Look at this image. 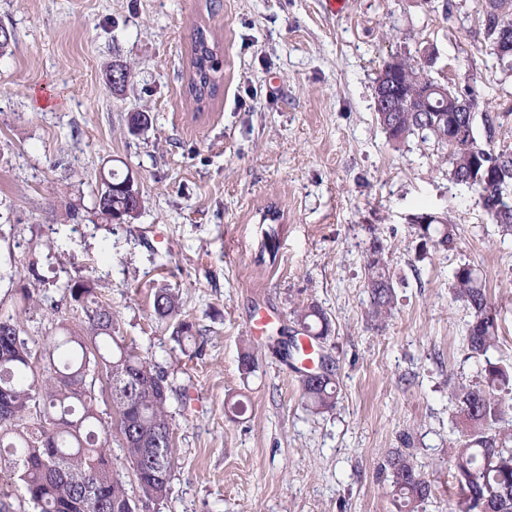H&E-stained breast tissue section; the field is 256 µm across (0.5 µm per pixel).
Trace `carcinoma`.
Masks as SVG:
<instances>
[{
	"instance_id": "carcinoma-1",
	"label": "carcinoma",
	"mask_w": 512,
	"mask_h": 512,
	"mask_svg": "<svg viewBox=\"0 0 512 512\" xmlns=\"http://www.w3.org/2000/svg\"><path fill=\"white\" fill-rule=\"evenodd\" d=\"M478 26L490 46L497 45L500 27L512 25V0H482ZM192 77L188 93L199 105L218 92L216 73L219 50L209 32L199 27L192 38ZM426 79L421 61L399 58L390 80L404 93L417 91ZM470 112H395L385 128L395 143L416 138L444 150L450 179H470L479 198L495 196L496 183L481 178L489 162L496 161L502 181L512 185V149L494 142L497 115L490 102L471 98ZM481 120L485 141L476 134ZM127 176L117 171L104 180L96 198L106 218L127 222L141 209V197L112 190ZM503 235L512 236V197L489 212ZM419 236L443 247L453 240L448 224L439 221L419 227ZM364 286L371 300V315L379 322L390 318L395 307L384 248L373 238L366 252ZM72 299L81 305L84 320L79 330L61 327L59 336L29 345L21 336L18 317L0 318V464L13 475V484L33 512H139V503L168 498L170 477L178 464L175 433L161 386H173L169 375L140 356L120 336L112 307L95 295L87 281L66 285ZM454 300L469 311L465 341L469 355L484 362L478 381L460 382L451 391L461 424L448 457V469L458 487L455 512H512V427L502 423L512 413L505 396L512 395V364L493 362L489 354L499 345L498 317L478 269L458 266L450 287ZM153 312L162 323H175L172 335L186 351L198 345L193 324L181 318L179 298L167 288L153 294ZM301 334L315 340L329 328L325 313L315 305L294 310ZM126 368L128 385L114 377V369ZM106 377L112 395L113 422H103L97 412L94 383L87 376ZM303 398L317 411L337 404L335 375L318 384L300 380ZM136 431L146 439L140 446L125 439ZM122 439L121 447L130 462L139 489L133 498L119 473L112 467V433ZM389 482L390 495L399 512H417L429 498L431 482L402 449L392 451L380 465Z\"/></svg>"
}]
</instances>
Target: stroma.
I'll use <instances>...</instances> for the list:
<instances>
[{
	"instance_id": "1",
	"label": "stroma",
	"mask_w": 512,
	"mask_h": 512,
	"mask_svg": "<svg viewBox=\"0 0 512 512\" xmlns=\"http://www.w3.org/2000/svg\"><path fill=\"white\" fill-rule=\"evenodd\" d=\"M479 0H0L15 41L0 55V313L20 289L47 293L20 326L40 341L78 328L67 281L89 280L128 345L167 371L179 464L147 512H397L377 467L402 434L450 512L448 456L458 436L450 387L482 365L464 342L454 269H480L498 311L492 360L512 363V236L452 182L436 147L390 142L375 79L390 56L439 51L434 76L491 101L512 146V71L475 36ZM219 45V92L188 93L192 36ZM131 79L109 87L112 64ZM151 124L130 133L127 118ZM138 179L142 209L118 224L95 202L109 171ZM281 225L274 263L258 260L260 216ZM448 219V248L412 216ZM385 247L396 302L381 323L364 286L371 238ZM171 289L199 335L183 353L153 316ZM318 305L338 382L324 413L269 338ZM256 360L243 372L240 353ZM243 409L232 412L233 403Z\"/></svg>"
}]
</instances>
